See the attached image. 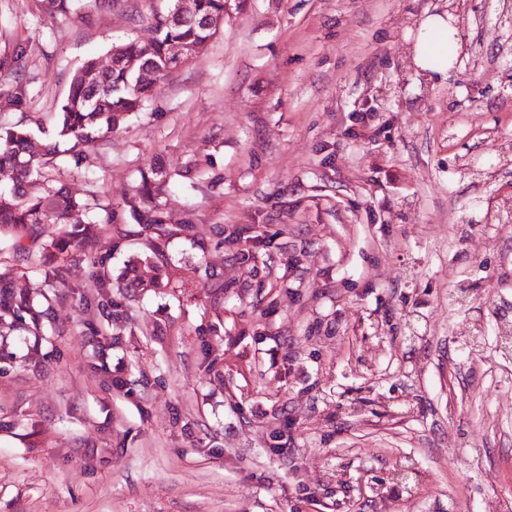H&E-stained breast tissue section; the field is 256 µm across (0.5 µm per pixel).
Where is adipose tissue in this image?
<instances>
[{"label":"adipose tissue","mask_w":512,"mask_h":512,"mask_svg":"<svg viewBox=\"0 0 512 512\" xmlns=\"http://www.w3.org/2000/svg\"><path fill=\"white\" fill-rule=\"evenodd\" d=\"M460 34L445 13H431L421 21L413 44L415 66L426 74L448 76L451 64L448 46L459 43Z\"/></svg>","instance_id":"ef3b65f1"}]
</instances>
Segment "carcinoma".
I'll return each mask as SVG.
<instances>
[{
    "mask_svg": "<svg viewBox=\"0 0 512 512\" xmlns=\"http://www.w3.org/2000/svg\"><path fill=\"white\" fill-rule=\"evenodd\" d=\"M82 2L47 0V9L69 14L78 11ZM227 2L195 0L194 16L185 18L176 13L173 0H163L150 9L141 35L112 45L108 68H98L93 58L85 61L71 77L67 100L57 118V136L71 142L67 152L74 165L82 162L87 145L119 129L128 116L141 110L151 87L138 83L139 69L148 66L159 80L167 79L184 65L174 48L208 42L218 31L212 22L224 17ZM58 155L57 141L38 146L26 129L0 124V168L15 174L13 187L0 189V365L16 363L8 337L24 332L43 340L54 333V304L47 289L70 284L77 261L95 246L92 224L72 220L74 213L88 210V204L55 185L46 172ZM158 190L157 180L144 177L128 200L152 253L132 263L128 288L138 284L139 265L161 257L171 237L193 228L175 224L164 215L156 201ZM46 224H59L60 231L48 234ZM14 257L37 269L41 290L8 288L25 276V269L11 262ZM112 288V271L101 261L93 275L92 291L82 296L85 304H97L102 326L93 333L109 343L112 324L126 323L124 304L112 297Z\"/></svg>",
    "mask_w": 512,
    "mask_h": 512,
    "instance_id": "cac0c4a2",
    "label": "carcinoma"
}]
</instances>
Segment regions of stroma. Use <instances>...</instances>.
I'll use <instances>...</instances> for the list:
<instances>
[{"instance_id": "stroma-1", "label": "stroma", "mask_w": 512, "mask_h": 512, "mask_svg": "<svg viewBox=\"0 0 512 512\" xmlns=\"http://www.w3.org/2000/svg\"><path fill=\"white\" fill-rule=\"evenodd\" d=\"M150 8L82 19L0 0V61L27 47L21 69L0 64V123L50 129L75 71L108 64ZM502 10L228 0L194 62L81 166L59 164L89 218L115 213L95 260L116 278L147 251L126 201L159 173L164 212L194 226L165 246L190 292L137 291L125 305L147 335L119 329L105 349L77 295L95 260L78 263L55 301L61 335L0 374V512H512V357L497 343L512 213L484 209L512 196ZM440 11L466 49L448 78L411 60Z\"/></svg>"}]
</instances>
